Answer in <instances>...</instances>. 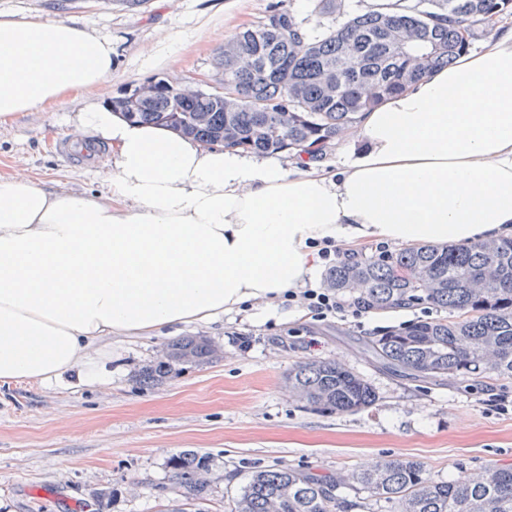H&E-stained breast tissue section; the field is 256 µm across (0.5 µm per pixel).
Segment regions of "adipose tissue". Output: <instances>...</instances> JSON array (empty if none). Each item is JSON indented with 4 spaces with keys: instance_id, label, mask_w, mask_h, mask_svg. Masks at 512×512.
<instances>
[{
    "instance_id": "obj_1",
    "label": "adipose tissue",
    "mask_w": 512,
    "mask_h": 512,
    "mask_svg": "<svg viewBox=\"0 0 512 512\" xmlns=\"http://www.w3.org/2000/svg\"><path fill=\"white\" fill-rule=\"evenodd\" d=\"M112 44L0 17V123L112 74ZM112 146L96 197L0 179V385L74 373L112 337L208 324L302 286L315 243L512 235V29L366 112L362 145L288 168L135 125L92 104L79 143Z\"/></svg>"
}]
</instances>
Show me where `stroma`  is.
Wrapping results in <instances>:
<instances>
[{
	"instance_id": "obj_1",
	"label": "stroma",
	"mask_w": 512,
	"mask_h": 512,
	"mask_svg": "<svg viewBox=\"0 0 512 512\" xmlns=\"http://www.w3.org/2000/svg\"><path fill=\"white\" fill-rule=\"evenodd\" d=\"M306 28L329 25L316 0H0V16L68 20L112 43V75L80 95L0 124V177L89 196L105 191L109 146L87 163L60 151L77 112L153 77L194 90L221 76L225 37L274 10ZM431 306L314 320L299 304L230 313L210 325L169 327L109 342L105 381L76 376L0 387V512H163L173 496L169 462L192 450L206 459V512H227L253 467L290 466L339 475L389 459L424 462L433 480L489 463L512 467V378L418 379L382 368L368 338L436 317ZM184 336L218 355L177 366L146 385L142 372ZM311 360L340 363L368 381L376 404L336 413L295 400L288 374Z\"/></svg>"
}]
</instances>
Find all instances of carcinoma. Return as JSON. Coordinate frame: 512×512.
I'll return each mask as SVG.
<instances>
[{
    "instance_id": "1",
    "label": "carcinoma",
    "mask_w": 512,
    "mask_h": 512,
    "mask_svg": "<svg viewBox=\"0 0 512 512\" xmlns=\"http://www.w3.org/2000/svg\"><path fill=\"white\" fill-rule=\"evenodd\" d=\"M404 12L349 11L348 0H318V10L344 18L311 36L281 10L229 38L218 58L222 82L235 96L179 92L152 78L122 97L112 111L202 143L277 154L299 149L319 158L364 112L432 72L471 45L472 28L488 35L512 16V0H406ZM328 286L369 311L428 304L455 314L427 318L369 341L387 369L448 379L512 378V237L463 245L408 246L388 256L352 257L331 268ZM217 356L199 336L174 341L147 368L153 383L178 364ZM290 391L310 405L338 413L371 408L375 390L336 362L313 360L288 374ZM181 499L167 512H206V458L183 451L170 461ZM356 495L394 502L399 512H512V467L489 464L448 481L425 477L417 459L385 460L338 477L288 466L257 469L229 512H339L366 508Z\"/></svg>"
}]
</instances>
